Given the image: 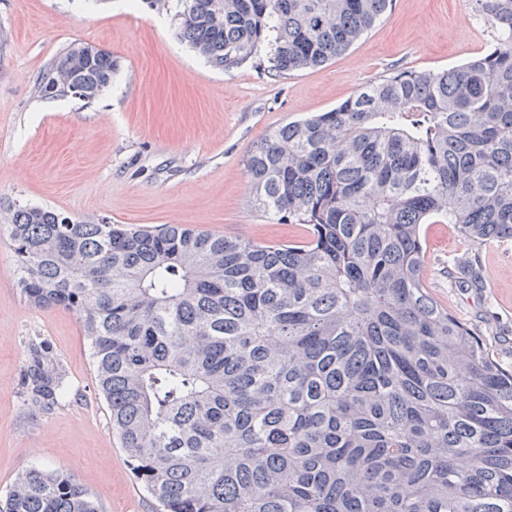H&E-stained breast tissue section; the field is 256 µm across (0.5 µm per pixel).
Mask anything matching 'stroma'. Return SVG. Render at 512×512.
<instances>
[{
  "mask_svg": "<svg viewBox=\"0 0 512 512\" xmlns=\"http://www.w3.org/2000/svg\"><path fill=\"white\" fill-rule=\"evenodd\" d=\"M181 9V0L154 10L143 0H0V225L22 205L147 229L175 218L228 237L299 240L296 226L251 206L247 154L281 124L336 107L390 69L458 65L492 41L470 0H393L324 66L225 71L181 38ZM76 43L111 53L109 88L90 102L40 95L45 68ZM425 247L431 294L512 366V242L479 250L478 291L450 283L469 250L452 225H426ZM30 336L45 338L68 371L70 394L48 413L21 395ZM33 467L73 474L102 512L154 510L98 396L80 320L27 302L0 236V497Z\"/></svg>",
  "mask_w": 512,
  "mask_h": 512,
  "instance_id": "1",
  "label": "stroma"
}]
</instances>
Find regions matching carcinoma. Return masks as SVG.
Wrapping results in <instances>:
<instances>
[{
	"label": "carcinoma",
	"instance_id": "obj_1",
	"mask_svg": "<svg viewBox=\"0 0 512 512\" xmlns=\"http://www.w3.org/2000/svg\"><path fill=\"white\" fill-rule=\"evenodd\" d=\"M392 0H183L180 35L229 71L346 53ZM492 44L393 68L285 123L244 159L254 208L304 228L261 243L18 206V286L80 319L112 431L155 512H512V368L430 294L424 225L512 240V0H471ZM68 48L42 75L105 91L112 55ZM458 283L480 289L473 263ZM23 401L66 370L26 340ZM0 512H100L71 474L30 468Z\"/></svg>",
	"mask_w": 512,
	"mask_h": 512
}]
</instances>
